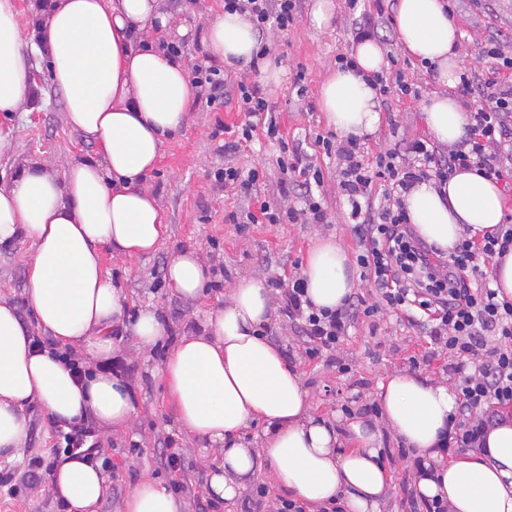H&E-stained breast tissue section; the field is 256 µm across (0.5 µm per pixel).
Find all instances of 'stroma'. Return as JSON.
<instances>
[{
  "instance_id": "35a3bbf8",
  "label": "stroma",
  "mask_w": 512,
  "mask_h": 512,
  "mask_svg": "<svg viewBox=\"0 0 512 512\" xmlns=\"http://www.w3.org/2000/svg\"><path fill=\"white\" fill-rule=\"evenodd\" d=\"M315 0H301V13L296 25L276 32L270 42V54L286 69L288 77L280 88L266 86L261 74L248 67L225 68L231 80L246 78L259 85L262 95L272 106L289 144L299 145L309 161L321 169L323 182L314 194L326 208L324 224H231L229 214L245 215L251 202L236 190L223 187L216 178L219 169L233 166L241 170L259 168L265 173V198L280 206L281 177L277 160L281 154L278 142L257 132L251 142L236 151H224L219 125H241L244 115L236 102L213 109L203 101L192 100L186 126L169 142L147 183L161 201L169 224V233L158 249L149 255L115 258L104 255L103 263L126 296V313L135 317L140 308L152 306L160 310L175 329L195 328L209 312L224 302V284L242 276H261L268 280H288L301 272L307 254L317 236L336 238L348 251L355 253L357 243L349 222V206L341 196L338 182L341 161L326 154L318 146L320 138L336 142L340 132L328 127L319 108L321 87L336 67L339 54L353 50L354 30L365 19H373L379 34H387V18L393 10L378 14L375 0H360L349 7L348 0H333L334 17L324 29H314L310 22ZM164 8L173 26L186 28V44L182 55L189 67L211 66L201 34L204 21L224 12V0H164ZM451 18L461 38L462 63L485 72L488 63L483 56L487 40L498 41L501 50L512 56V0H452ZM386 51L394 62L386 70L387 81L403 75L417 88L420 100L413 101L397 94L380 97L381 122L378 131L361 139L365 161H374L377 153L400 149L402 142L426 140L422 121V100L437 90L434 71L425 70L416 61L399 53L396 41H389ZM37 80L31 90L26 111L0 112V133L7 143L0 148V185L11 182L18 167L27 159L39 157L56 172H64L76 159L97 157V145L72 130L66 122L63 91L48 78L49 58L35 55L31 59ZM195 249L206 259L212 272L214 289L202 303H191L174 295L166 282L155 281V272L165 271L177 252ZM30 247L18 243L0 248V299L16 306L32 335H39L34 316L26 304ZM116 349L132 368V379L141 385V401L134 427L130 430L97 429L96 438L103 449L100 460L107 476L106 492L97 512H125L127 496L142 477H150L172 487L181 482L193 485V495H182V512H193V496H205L209 473L218 461L216 449L201 447L199 441L178 430L173 406L168 402L162 383L152 377L166 354L158 344L143 354H136L134 338L128 329L113 333ZM427 356L429 364L418 373L447 380L443 368L452 357L442 349L427 344L419 329L409 325L403 315L383 310L374 319L357 325L341 343L334 355L315 360L293 356L291 362L301 373L309 391L316 415L334 419L342 416L343 406L360 409L375 401L379 381L396 370L408 368L409 356ZM345 361L349 372H339L337 361ZM29 436L26 450L11 460L0 459V475L11 474L9 482H0V512H58V502L47 485L29 490L20 476L27 469L31 455L45 459L59 456L57 428L39 404L27 409ZM171 438L173 449L182 459L180 469L172 471L161 462L164 438ZM384 445L394 454L386 468L392 477L389 498L379 506L380 512H406L410 495L409 459L399 456L393 437Z\"/></svg>"
}]
</instances>
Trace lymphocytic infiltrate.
<instances>
[{
  "label": "lymphocytic infiltrate",
  "instance_id": "lymphocytic-infiltrate-1",
  "mask_svg": "<svg viewBox=\"0 0 512 512\" xmlns=\"http://www.w3.org/2000/svg\"><path fill=\"white\" fill-rule=\"evenodd\" d=\"M228 11L249 12L258 31L288 30L296 25L299 0H224ZM486 57L488 76L477 81L469 71H461L458 90L462 96H478L479 104L468 112L467 135L448 155L428 147L421 140L406 144L403 153L388 152L373 162L362 159L355 139L324 142V150L335 151L341 160L342 196L350 207L352 230L358 250L356 263L372 287L371 296L352 293L336 309L314 310L306 295L302 277L293 276L282 291L283 312L296 322L305 353L309 357L336 351L351 328L372 318L382 309L401 311L410 325L423 329L431 344L440 346L456 359L451 370L457 377L459 405L448 425L444 452L484 449L488 430L512 408V300H499L486 272L477 259L493 257L512 249V224L501 225L481 241L462 240L452 251L428 245L409 224L403 207L372 208L370 192L383 181L387 196H398L417 182L446 183L454 169L475 165L496 179L511 178L512 167H504L502 148L512 149V57L497 45H489ZM192 88L203 89L207 106L224 105L229 96L247 119L228 150L248 142L256 130L268 138L281 140L275 114L257 86L238 81L229 87L214 67L193 70ZM283 174L279 182L282 196L301 194L303 209L281 212L262 201L265 176L259 169L241 171L225 168L220 174L225 186L239 190L259 204L253 224H323L327 211L312 192L321 183L320 169L299 166L297 159L279 157Z\"/></svg>",
  "mask_w": 512,
  "mask_h": 512
}]
</instances>
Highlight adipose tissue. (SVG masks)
Returning a JSON list of instances; mask_svg holds the SVG:
<instances>
[{
  "instance_id": "adipose-tissue-1",
  "label": "adipose tissue",
  "mask_w": 512,
  "mask_h": 512,
  "mask_svg": "<svg viewBox=\"0 0 512 512\" xmlns=\"http://www.w3.org/2000/svg\"><path fill=\"white\" fill-rule=\"evenodd\" d=\"M17 16L16 0H0V112L24 111L28 54L46 48L68 125L97 142L103 159L72 161L61 176L47 162L26 161L0 186V247L31 246L26 302L38 327L57 344L77 347L86 361L103 363L115 353L112 329L125 318L126 298L102 254L151 253L168 230L147 178L187 123L189 71L150 36L168 25L162 0H47L34 10L27 36ZM394 23L399 49L438 73L440 89L423 106L425 130L438 145L454 146L466 134L467 107L454 93L461 35L448 2L398 0ZM206 43L214 58L235 67L251 62L261 38L247 15L233 12L208 23ZM355 61V68L329 73L320 108L329 126L361 137L379 127V93L369 78L382 71L384 52L368 39L356 46ZM402 204L417 233L444 251L504 222L497 180L474 169L454 170L443 185L416 183ZM302 276L318 309L338 307L357 286L347 251L331 237L315 242ZM166 279L185 300L209 296V267L197 251L175 254ZM272 316L265 281L236 279L223 306L201 330L181 336L156 370L178 428L221 453L208 482L213 498L236 500L264 461L306 512H324L339 499L348 512H379L392 481L379 461L387 431L420 460L411 479L417 497L443 499L448 512H512V417L489 429L488 454L446 459L437 443L457 411V393L447 382L398 371L377 386L379 419L338 425L320 418L300 372L262 334ZM29 343L16 307L0 301V457L25 445L26 409L35 402L60 425L90 415L108 427L132 425L137 406L126 378L98 370L75 382L63 359ZM254 421L263 430L250 440ZM49 488L68 512H96L106 479L100 464L65 456ZM125 509L181 512L171 491L150 478L136 485Z\"/></svg>"
}]
</instances>
